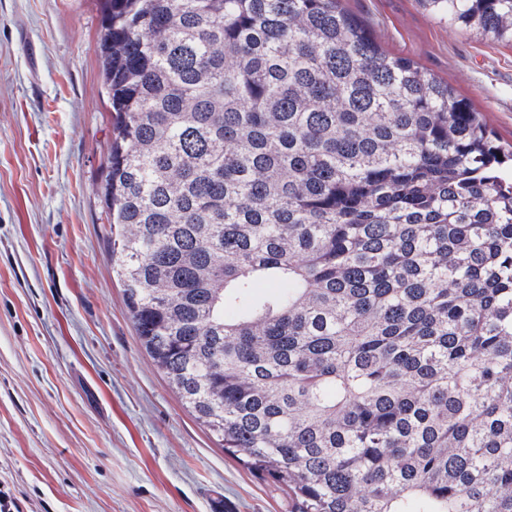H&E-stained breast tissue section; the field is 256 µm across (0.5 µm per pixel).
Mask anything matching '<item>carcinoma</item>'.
I'll return each instance as SVG.
<instances>
[{
	"label": "carcinoma",
	"instance_id": "obj_1",
	"mask_svg": "<svg viewBox=\"0 0 512 512\" xmlns=\"http://www.w3.org/2000/svg\"><path fill=\"white\" fill-rule=\"evenodd\" d=\"M101 21L112 271L189 413L289 512H512V144L341 0Z\"/></svg>",
	"mask_w": 512,
	"mask_h": 512
}]
</instances>
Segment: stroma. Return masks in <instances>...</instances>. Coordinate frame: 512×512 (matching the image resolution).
<instances>
[{"label":"stroma","mask_w":512,"mask_h":512,"mask_svg":"<svg viewBox=\"0 0 512 512\" xmlns=\"http://www.w3.org/2000/svg\"><path fill=\"white\" fill-rule=\"evenodd\" d=\"M512 142V47L341 0ZM99 0H0V491L23 512H288L183 406L112 274Z\"/></svg>","instance_id":"1"}]
</instances>
